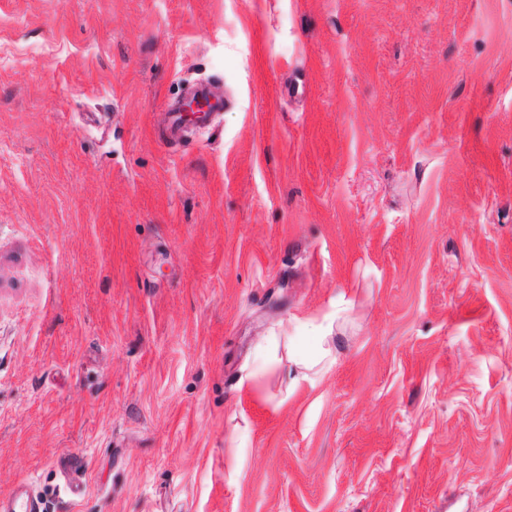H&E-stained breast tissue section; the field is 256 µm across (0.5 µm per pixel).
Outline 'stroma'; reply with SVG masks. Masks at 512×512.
Instances as JSON below:
<instances>
[{
  "instance_id": "35a3bbf8",
  "label": "stroma",
  "mask_w": 512,
  "mask_h": 512,
  "mask_svg": "<svg viewBox=\"0 0 512 512\" xmlns=\"http://www.w3.org/2000/svg\"><path fill=\"white\" fill-rule=\"evenodd\" d=\"M196 82L222 110L157 141ZM22 484L39 512H512V0H0Z\"/></svg>"
}]
</instances>
